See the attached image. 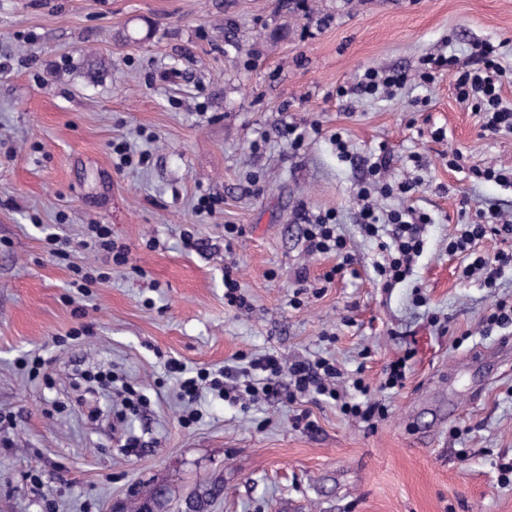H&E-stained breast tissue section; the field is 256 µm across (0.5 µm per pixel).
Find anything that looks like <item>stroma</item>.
Returning <instances> with one entry per match:
<instances>
[{"label": "stroma", "mask_w": 512, "mask_h": 512, "mask_svg": "<svg viewBox=\"0 0 512 512\" xmlns=\"http://www.w3.org/2000/svg\"><path fill=\"white\" fill-rule=\"evenodd\" d=\"M485 40L512 69V0H0V512H122L156 484L164 512H184L214 483L209 512H512L499 480L512 325L479 332L512 298V272L486 288L445 251L460 209L512 214V189L450 170L449 153L510 171L512 134L483 136L450 76L423 87L417 75L427 54L473 64ZM369 68L409 80L392 97H337ZM122 140L148 162L117 168ZM382 143L389 181L419 180L410 203L432 218L412 276L388 289L368 275L378 249L357 222ZM208 193L221 204L197 214ZM328 211L358 271L329 284L335 257L304 239ZM92 224L110 225L127 265L85 247ZM78 267L103 275L83 294ZM228 269L247 308L224 297ZM410 348L373 431L325 397L244 407L207 389L186 426L167 369L239 378L249 357L323 356L338 387L359 367L376 386ZM34 355L33 380L19 362ZM100 369L111 390L86 382ZM126 385L146 402L120 419ZM303 412L312 428L296 426Z\"/></svg>", "instance_id": "35a3bbf8"}]
</instances>
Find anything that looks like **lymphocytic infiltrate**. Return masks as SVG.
<instances>
[{"mask_svg":"<svg viewBox=\"0 0 512 512\" xmlns=\"http://www.w3.org/2000/svg\"><path fill=\"white\" fill-rule=\"evenodd\" d=\"M476 55L477 67L460 69L454 66L455 56H427L423 60L424 69L419 78L429 83L442 67H453L455 97L459 103L470 106L481 116L483 130L494 134L512 132V104L504 99L501 92L507 72L493 45L482 44ZM390 162L389 149L386 145H379L368 159L370 180L357 192L362 202L358 222L364 235L377 243L379 258L373 263V271L376 281L385 288L393 287L411 275L415 258L424 250L423 232L431 222L428 214L402 205L384 212L376 209L371 201L373 194L402 200L418 190L414 182L393 184L385 180ZM490 234H512V222L504 220L502 212L492 203L478 209L475 219L457 225L446 247L449 256L462 259L464 275L483 274V284L488 288L494 287L505 270L512 268L511 252L490 254L481 249V241ZM305 240L310 253L332 255L337 259L336 266L325 274V281H332L335 275L346 271L353 262L347 240L338 231L335 213L318 215L313 224L307 225ZM249 367L259 372V380L247 381L229 390L225 388L223 379L211 376L208 370L201 369L196 375L190 376L180 363L173 361L169 364L170 372L178 377L182 398L191 402L195 401L200 384L205 381L220 396L236 402L244 400L257 403L283 395L291 399L299 394L325 396L339 402L343 414L366 424L370 429L376 428L378 422L388 415L386 405L373 399L371 387L363 377L353 378L349 390H337L339 371L332 359L321 357L311 362L299 361L285 366L277 356L268 353L250 360Z\"/></svg>","mask_w":512,"mask_h":512,"instance_id":"1","label":"lymphocytic infiltrate"}]
</instances>
